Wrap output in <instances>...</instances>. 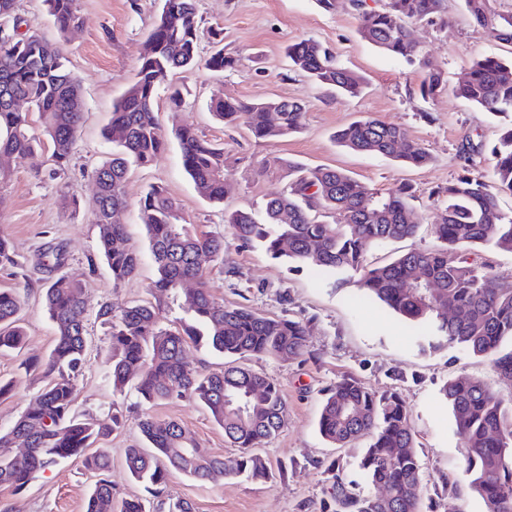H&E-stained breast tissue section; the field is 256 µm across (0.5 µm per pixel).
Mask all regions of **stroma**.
I'll use <instances>...</instances> for the list:
<instances>
[{
  "mask_svg": "<svg viewBox=\"0 0 512 512\" xmlns=\"http://www.w3.org/2000/svg\"><path fill=\"white\" fill-rule=\"evenodd\" d=\"M159 8L160 0H78L80 23L62 37L44 0H17L18 13L41 36L61 42L67 67L82 88L85 108L64 171H55L46 150L32 158L11 160L10 178L0 181V235L11 241L33 280L22 308L24 347L18 353L0 354V379L13 383L11 394L0 398L2 431L11 427L42 389L39 380L25 375L22 360L45 359L55 344V330L44 306L45 285L36 268L45 242L63 245V270L85 282L89 313H96L106 301L117 308L156 301L162 322L176 323L184 316V293L160 302L150 290L156 270L138 208L150 186L164 187L192 223L220 232L225 211L257 207L287 185L288 171L277 164L281 158L342 169L375 188L411 184L420 228L415 237L368 246V261L382 264L408 251L436 246L432 226L440 221L439 194L463 170L490 176V149L512 122L474 108L451 91L465 77L473 58L502 56L512 50L491 30L474 25L460 0H447L442 23L411 25L415 40L449 83L448 89L429 99L419 92L425 78L421 69L360 39L358 13L350 0H341L333 11L323 10L316 0H196L202 55H209L217 34L225 54L239 58L240 64L221 73L201 65L174 75V82L188 91L179 115L171 114L166 96H158L155 110L165 149L152 166L131 171L125 185L128 206L119 215L129 246L140 252V266L133 279L116 288L105 264L95 258L97 229L91 222L95 188L87 174L112 153L104 129L113 103L135 77ZM304 38L328 47L337 61L362 76L367 83L363 93L355 98L332 97L292 69L285 50ZM217 97L301 100L303 130L274 141L255 139L245 126H226L216 120L208 105ZM361 117H377L401 127L428 149L431 163L422 169L410 168L337 146L333 133ZM177 119L223 146L224 174L230 184L223 203L202 199L187 176L172 130ZM91 258L96 261L92 267L87 264ZM211 278L225 304L243 302L268 316L287 313L308 321L312 356L303 361L274 356L243 359L244 365L272 378L287 401L282 431L258 448L269 467V479L224 475L199 481L174 471L168 479V497L189 501L195 512H317L321 502L330 500L334 481H342L353 492L367 490L359 468L364 441L334 448L317 428L324 390L351 378L374 390L397 391L408 406L425 475L421 512H445L455 492L463 512H486L482 499L467 488L463 450L451 411L438 391L448 379L467 375L496 384L504 398H512V385L499 382L490 360L460 347L430 348L405 322L361 296L353 284L339 283L337 275L306 265L288 269L264 250L241 248L229 236L224 239L223 260L213 267ZM88 332L76 410L103 418L117 406L126 416L124 427L103 443L112 457L109 476L114 501L145 494L125 465L126 448L144 444L138 427L144 417L178 422L214 455H237L223 429L195 400L142 406L133 388L114 391L106 366L107 340L97 322H90ZM333 459L339 464L334 476L325 472ZM93 484L80 459L72 458L38 474L21 491L0 488V500L9 503L13 512H84Z\"/></svg>",
  "mask_w": 512,
  "mask_h": 512,
  "instance_id": "stroma-1",
  "label": "stroma"
}]
</instances>
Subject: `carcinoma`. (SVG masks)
<instances>
[{
    "label": "carcinoma",
    "mask_w": 512,
    "mask_h": 512,
    "mask_svg": "<svg viewBox=\"0 0 512 512\" xmlns=\"http://www.w3.org/2000/svg\"><path fill=\"white\" fill-rule=\"evenodd\" d=\"M57 30L65 33L79 23L77 0H45ZM474 24L490 28L512 47V11L499 12L491 0H462ZM443 0H388L380 10L360 11L357 33L376 49L426 73L421 94L432 98L446 86L444 73L432 66L409 28L412 21L442 19ZM199 55V30L194 0H161L160 12L145 42L137 73L113 104L107 126L112 157L90 171L97 193L92 221L98 229V249L117 288L140 265L139 252L125 245V225L113 221L128 206L125 183L130 165L155 163L164 150L154 104L159 91H169L171 112L181 107L178 89L169 85L177 70H189ZM293 68L321 87L346 97L363 88L356 72L340 66L323 45L301 39L288 46ZM238 60L215 51L207 59L216 72L233 70ZM28 100L52 147L59 170L68 165L83 122L79 82L67 71L62 48L42 37L29 21L14 18L13 31L0 37V154L26 158L42 149L30 132L28 114L10 108L3 93ZM454 93L486 112L512 114V57L474 60ZM214 115L228 126L244 124L256 139L279 140L301 131L304 106L296 99L251 102L214 99ZM183 167L201 196L224 201V151L187 124L175 127ZM335 140L356 153L378 155L423 168L427 149L408 138L398 126L375 117L354 120L340 128ZM492 181L464 170L448 185L438 203L441 223L432 226L439 245L411 250L383 265H371L365 247L415 236L419 230L410 205L409 186L370 188L342 170L307 168L280 160L292 179L258 210H235L224 216L225 227L244 248H262L271 258L350 273L363 295L380 303L411 328L428 336L431 347L459 346L487 358L498 376L512 382V283L469 258V251L493 247L512 252V213L500 208L498 193H512V127L491 148ZM150 255L156 268L155 294L176 293L185 280L197 288L186 300L188 317L170 329L161 325L158 308L131 304L120 310L100 305L96 319L107 327L112 387L131 385L141 402L153 405L189 397L198 401L224 429L235 457L210 454L172 420L149 416L139 423L151 451L126 449L131 477L159 498L168 477L178 471L197 480L216 475L269 474L265 461L252 452L255 445L276 436L285 421L286 401L266 374L232 362L219 373L192 365L187 347L205 343L226 357L278 355L299 359L310 354L308 326L288 314L266 316L247 306H226L214 294L210 265L224 254V235L192 227L177 201L161 186H153L139 202ZM325 212L332 223L319 219ZM45 305L56 342L48 357L26 361L23 368L44 381L35 402L6 431H0V487L25 488L35 474L71 457L83 458L96 481L85 512H145L140 499L114 506L111 457L105 448L87 454L93 443L125 425L118 409L104 418H84L75 400L82 376L88 335L85 285L60 272L65 255L50 244ZM22 266L11 242L0 236V267ZM460 314L441 320L438 308ZM18 290H0V352L21 349L26 333L21 323ZM452 412L464 449L468 488L486 512H512V402L486 381L459 376L440 389ZM318 429L333 445L343 447L367 438L360 467L370 490L358 494L335 482L331 501L321 512H420L423 464L410 413L396 392L373 391L344 379L331 386L322 401Z\"/></svg>",
    "instance_id": "obj_1"
}]
</instances>
